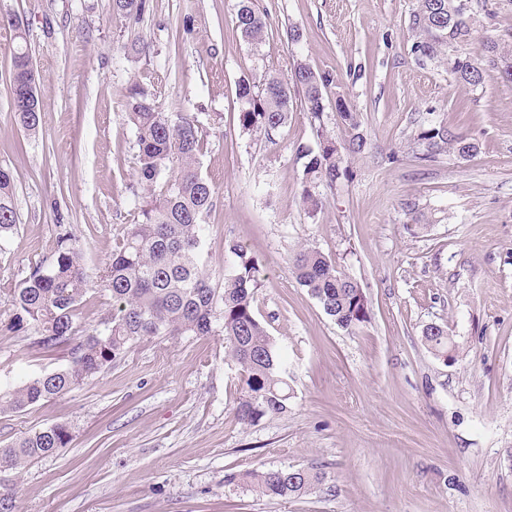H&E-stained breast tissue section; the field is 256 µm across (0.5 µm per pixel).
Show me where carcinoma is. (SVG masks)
I'll use <instances>...</instances> for the list:
<instances>
[{"label": "carcinoma", "instance_id": "cac0c4a2", "mask_svg": "<svg viewBox=\"0 0 512 512\" xmlns=\"http://www.w3.org/2000/svg\"><path fill=\"white\" fill-rule=\"evenodd\" d=\"M146 0H112V15L137 19ZM468 0H420L410 19L417 40L412 51L419 58H443L459 82L478 87L484 82L482 60L447 50L469 36ZM268 16L257 11L253 0H240L236 27L243 40L258 47L267 30ZM0 27L14 33L13 96L22 85L37 84L27 47V32L16 14H0ZM484 56L500 77L512 81V49L489 39ZM334 82L331 73H316L307 64L294 66L282 79L268 75L260 82L242 77L236 84L241 102L240 128L269 143L288 124L292 96L302 97L310 114L315 146L298 143L295 152L304 160L301 200L307 213L321 208L317 188H333L348 176L349 157L365 146L359 132L358 113L342 100L336 102L338 116L348 131L342 146L323 122L326 93ZM28 108H14L15 117L27 131L44 122L38 90H33ZM125 116L138 147L137 183L143 193H134L137 222L127 225L112 248V258L98 270L96 282L112 297V316L102 319L82 339L74 333L77 310L89 291L82 253L74 243L71 227L60 224L54 259L38 261L21 280L3 287L11 297L9 328L25 334L28 347L43 353L67 351L71 366L28 379L20 385L0 388V413H18L64 394L122 359L135 344L156 336L218 335L224 337L225 356L240 372V392L234 409L238 421L254 425L287 408L288 382L282 374L285 363L266 327L254 310L259 288L258 262L241 245L225 243V250L238 258L230 274L216 277L203 258L206 245L205 218L215 200L214 185L199 169L204 135L198 120L184 112V104L162 111L138 86L129 89ZM428 148L448 146L460 158L472 156L478 144L442 128L421 135ZM15 187L11 172L0 167V253L5 252L17 229ZM291 272L307 289L324 313L344 329L365 323L369 316L361 285L340 272L319 250L305 246L291 262ZM429 351L443 361L454 358L448 331L436 324L422 333ZM71 441L65 424L32 430L0 448V464L18 471L31 462L48 457ZM238 480L262 497L290 499L312 493L324 474L311 468H267L251 470Z\"/></svg>", "mask_w": 512, "mask_h": 512}]
</instances>
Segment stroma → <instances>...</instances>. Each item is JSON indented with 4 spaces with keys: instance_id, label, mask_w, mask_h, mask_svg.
Here are the masks:
<instances>
[{
    "instance_id": "stroma-1",
    "label": "stroma",
    "mask_w": 512,
    "mask_h": 512,
    "mask_svg": "<svg viewBox=\"0 0 512 512\" xmlns=\"http://www.w3.org/2000/svg\"><path fill=\"white\" fill-rule=\"evenodd\" d=\"M238 2L148 0L140 19L120 21L112 0H0V13L24 19L46 114L36 133L17 124L14 37L0 28V167L19 220L0 284L52 255L60 223L97 272L137 220L129 86L166 112L185 101L212 115L200 157L216 188L206 257L232 271V239L257 260L256 314L287 359V409L236 420L240 375L223 337L148 338L70 392L0 414V446L56 423L72 435L0 473V489L17 512H512V83L490 67L472 88L446 63L419 60L409 26L419 0H257L269 26L256 49L236 27ZM470 6L459 52L482 56L490 38L512 45V0ZM298 62L334 74L324 122L337 140L343 98L367 141L312 217L295 154L313 141L304 103L272 144L237 120L241 76L286 77ZM433 127L478 152L420 160ZM304 245L360 283L366 323L338 327L292 277ZM11 313L0 292V386L69 365L68 353H36L8 331ZM431 323L447 327L454 361L428 351ZM310 466L326 479L300 498H263L235 480Z\"/></svg>"
}]
</instances>
